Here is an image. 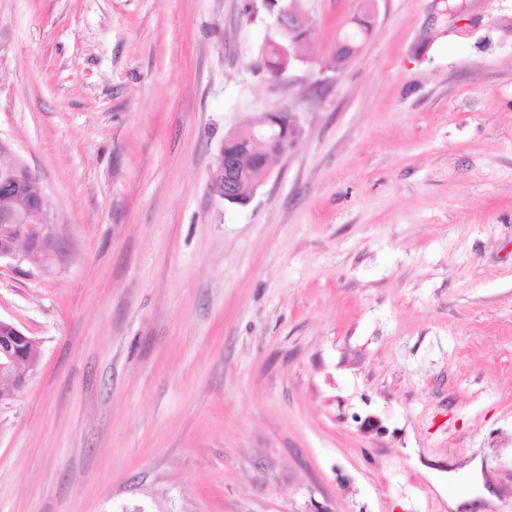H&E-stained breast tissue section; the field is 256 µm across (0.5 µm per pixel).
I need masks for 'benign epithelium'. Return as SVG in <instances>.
I'll return each instance as SVG.
<instances>
[{"mask_svg": "<svg viewBox=\"0 0 512 512\" xmlns=\"http://www.w3.org/2000/svg\"><path fill=\"white\" fill-rule=\"evenodd\" d=\"M270 15L275 17V24L293 34L305 31L308 19L298 5V0L283 5L281 0H264ZM448 16L454 24L467 25L468 18L463 10L449 4V0H432L430 20ZM300 134L296 117L291 112H268L256 125L249 126V136L242 145L243 154H250L256 145L267 146L266 156L280 155L294 146ZM10 166L0 168V191L10 196L25 199L26 217L14 213L0 214V260L8 259L20 265L27 254L40 241L59 242L55 224L52 223L46 209L45 192L42 184L29 168L18 158L15 151H10ZM213 176L217 179L215 192L226 200H233L237 193L239 165L235 155L220 152ZM32 339L17 327H12L8 335L0 336V372L14 373L12 390L22 391L31 374L19 370V363Z\"/></svg>", "mask_w": 512, "mask_h": 512, "instance_id": "benign-epithelium-1", "label": "benign epithelium"}]
</instances>
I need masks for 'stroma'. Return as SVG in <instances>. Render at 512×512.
Here are the masks:
<instances>
[{"instance_id":"stroma-1","label":"stroma","mask_w":512,"mask_h":512,"mask_svg":"<svg viewBox=\"0 0 512 512\" xmlns=\"http://www.w3.org/2000/svg\"><path fill=\"white\" fill-rule=\"evenodd\" d=\"M0 0V138L63 260L0 263L39 364L0 512H512V0ZM372 8L359 54L330 53ZM302 134L247 205L225 136ZM282 1L288 0H264L268 12L275 17V24L281 28L288 29V31L293 34L304 32V37L309 35L310 31L308 33L305 31V25L308 19L299 7L298 1L291 0L289 4H279V2ZM276 25L274 26L276 27ZM294 38L296 42L293 45H291V42L288 40V46L291 45V50H293L295 44L303 40H299V34L295 35ZM249 136L242 145L241 155L251 154L257 144L265 143L268 150L264 157L265 173L271 155L287 153L300 134L296 117L292 112H267L256 125H250ZM212 176L217 179V185L213 186L215 192L224 200L233 201L237 193L239 165L234 154L224 152V146L217 157Z\"/></svg>"}]
</instances>
